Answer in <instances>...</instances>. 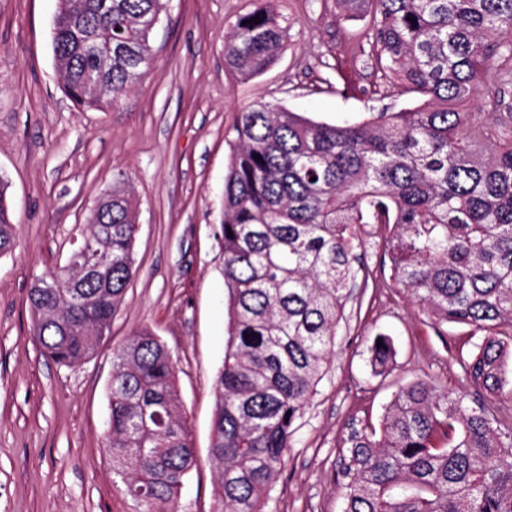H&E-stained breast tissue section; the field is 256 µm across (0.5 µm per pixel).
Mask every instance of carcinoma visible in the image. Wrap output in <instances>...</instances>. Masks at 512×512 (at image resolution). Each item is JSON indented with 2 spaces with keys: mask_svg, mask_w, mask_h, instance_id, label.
I'll return each mask as SVG.
<instances>
[{
  "mask_svg": "<svg viewBox=\"0 0 512 512\" xmlns=\"http://www.w3.org/2000/svg\"><path fill=\"white\" fill-rule=\"evenodd\" d=\"M58 0L52 46L80 108L117 106L149 73L166 0ZM239 16L225 64L251 78L288 38L277 0ZM369 17L375 94L420 103L343 125L312 123L269 102L237 114L224 179V363L214 381L216 512H264L361 268L355 226L386 224L393 285L436 319L483 334L462 362L493 399L512 398V0H336ZM260 23H249L253 18ZM112 42L93 88L86 40ZM498 61L492 67L490 61ZM484 93L485 112L467 106ZM0 178V256L14 248ZM138 203L118 174L56 286L34 283L33 331L56 363L91 357L135 271ZM372 346L375 372L394 348ZM106 447L141 512H179L196 464L171 352L144 328L113 352ZM343 512H512V415L419 381L398 390L378 425L354 428Z\"/></svg>",
  "mask_w": 512,
  "mask_h": 512,
  "instance_id": "carcinoma-1",
  "label": "carcinoma"
}]
</instances>
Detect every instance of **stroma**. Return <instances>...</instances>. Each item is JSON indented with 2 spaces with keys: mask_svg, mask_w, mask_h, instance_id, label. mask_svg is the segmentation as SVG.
Wrapping results in <instances>:
<instances>
[{
  "mask_svg": "<svg viewBox=\"0 0 512 512\" xmlns=\"http://www.w3.org/2000/svg\"><path fill=\"white\" fill-rule=\"evenodd\" d=\"M57 5L0 0V176L10 184L15 238L0 257V512H138L112 471L105 436L113 351L144 327L173 355L196 448L179 510L214 512L213 384L228 325L217 231L236 113L265 101L336 124L416 99L372 94V69L359 53L368 21L335 0H278L288 39L264 73L246 80L226 67L224 48L256 0H170L146 79L116 107L81 111L54 59ZM120 173L140 204L136 271L93 357L62 366L33 334L29 288L68 264L74 238ZM357 233L364 268L265 512H343L345 440L352 427L377 424L400 388L424 380L478 397L461 365L477 337L436 322L392 285L383 225ZM381 334L395 353L378 374L370 348Z\"/></svg>",
  "mask_w": 512,
  "mask_h": 512,
  "instance_id": "stroma-1",
  "label": "stroma"
}]
</instances>
